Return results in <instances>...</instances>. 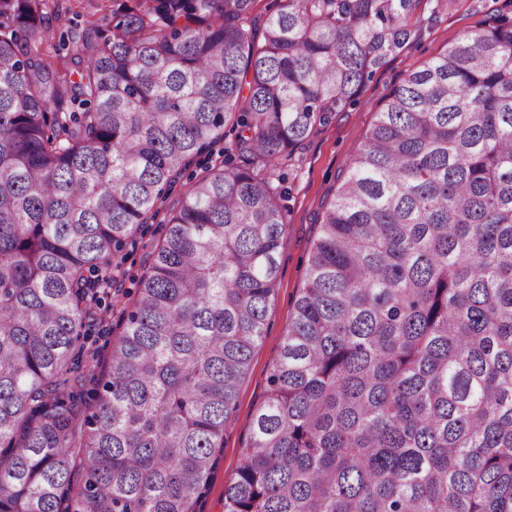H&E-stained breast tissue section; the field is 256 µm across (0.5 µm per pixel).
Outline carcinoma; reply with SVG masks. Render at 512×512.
<instances>
[{
  "label": "carcinoma",
  "mask_w": 512,
  "mask_h": 512,
  "mask_svg": "<svg viewBox=\"0 0 512 512\" xmlns=\"http://www.w3.org/2000/svg\"><path fill=\"white\" fill-rule=\"evenodd\" d=\"M0 0V512H193L275 295L271 170L421 0ZM101 372L87 330L194 159ZM224 512H512V0L407 74L323 211ZM47 26L52 34L42 46L49 61L56 60L55 48L61 56L68 52L61 49L62 37L71 38L74 33L90 28L92 24H102L104 16L112 14V0H49Z\"/></svg>",
  "instance_id": "1"
}]
</instances>
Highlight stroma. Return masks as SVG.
Segmentation results:
<instances>
[{
  "label": "stroma",
  "instance_id": "35a3bbf8",
  "mask_svg": "<svg viewBox=\"0 0 512 512\" xmlns=\"http://www.w3.org/2000/svg\"><path fill=\"white\" fill-rule=\"evenodd\" d=\"M502 2L422 0L412 17L420 32L419 40L376 72L356 105L336 113L327 125L311 135L299 149L298 161H282L275 170L274 183L287 190L282 204L288 218L278 253L277 289L268 309L266 336L253 353L250 372L238 390L236 410L224 427V450L219 465L195 512H224V488L243 463L242 450L249 440L252 415L265 397L269 372L279 356L295 300L304 286L307 256L320 217L349 158L365 142L376 112L407 73L445 51L478 22L494 15ZM47 12L51 35L43 50L52 59L63 38L102 23L104 17L110 16L112 0H48ZM180 198L177 191L169 196L161 213L151 220L147 233L138 238L123 259L124 275L119 280L123 291L97 308L89 349L104 350L119 336L125 296L136 290L133 277L141 272L149 252L163 238L166 213Z\"/></svg>",
  "mask_w": 512,
  "mask_h": 512
}]
</instances>
